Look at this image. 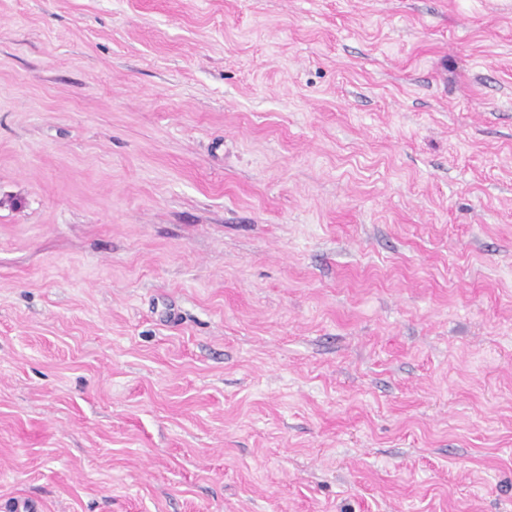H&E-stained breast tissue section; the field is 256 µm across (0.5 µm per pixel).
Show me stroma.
I'll return each instance as SVG.
<instances>
[{
    "instance_id": "35a3bbf8",
    "label": "stroma",
    "mask_w": 512,
    "mask_h": 512,
    "mask_svg": "<svg viewBox=\"0 0 512 512\" xmlns=\"http://www.w3.org/2000/svg\"><path fill=\"white\" fill-rule=\"evenodd\" d=\"M512 512V0H0V512Z\"/></svg>"
}]
</instances>
